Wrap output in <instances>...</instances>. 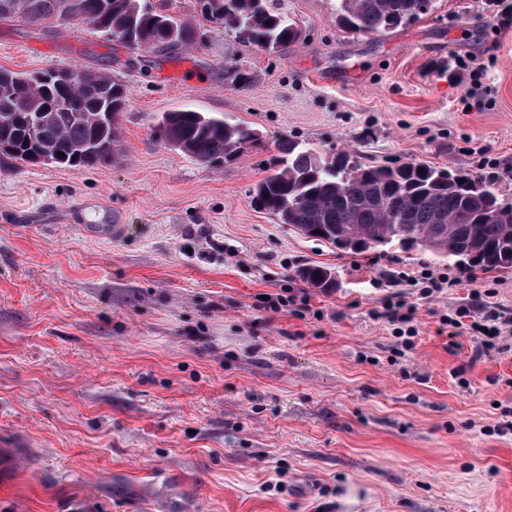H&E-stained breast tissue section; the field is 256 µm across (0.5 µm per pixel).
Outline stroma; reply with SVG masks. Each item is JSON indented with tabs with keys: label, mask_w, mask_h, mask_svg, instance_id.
I'll return each instance as SVG.
<instances>
[{
	"label": "stroma",
	"mask_w": 512,
	"mask_h": 512,
	"mask_svg": "<svg viewBox=\"0 0 512 512\" xmlns=\"http://www.w3.org/2000/svg\"><path fill=\"white\" fill-rule=\"evenodd\" d=\"M275 2L302 30L282 55L214 29L132 54L83 24L0 23V68L101 69L129 89L114 160L0 161V446L18 457L0 512H512V334L487 352L439 330L476 291L512 319V271L397 242L355 254L252 200L291 139L512 201V0H436L383 35L341 28L340 0ZM184 108L256 137L200 165L159 135ZM107 210L122 237L90 233ZM314 264L334 288L300 278ZM425 269L451 287L422 295L408 279ZM291 289L308 306L266 309ZM394 294L412 340L373 316Z\"/></svg>",
	"instance_id": "stroma-1"
}]
</instances>
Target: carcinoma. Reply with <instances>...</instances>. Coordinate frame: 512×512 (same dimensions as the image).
<instances>
[{"label": "carcinoma", "instance_id": "carcinoma-1", "mask_svg": "<svg viewBox=\"0 0 512 512\" xmlns=\"http://www.w3.org/2000/svg\"><path fill=\"white\" fill-rule=\"evenodd\" d=\"M201 17L241 42L283 54L301 29L270 0H196ZM434 0H341L338 21L356 33H383L428 15ZM22 20L36 28L90 24L128 50L167 49L200 40L201 28L168 13L165 0H0V22ZM82 83H41L37 75L0 69V157L37 163L27 129L31 109L48 112L41 144L63 153L58 165L79 169L112 160L119 144L128 89L101 71L78 70ZM161 139L207 167L232 158L255 137L253 130L221 114L179 109L164 114ZM272 173L253 189V200L281 223L300 226L308 238L335 243L336 232L355 227L368 240H399L401 227L444 239L455 264L485 273L512 270V209L494 189L449 170L407 163L398 167L328 162L298 142L280 145ZM424 169L418 173V169ZM465 182H459V179ZM447 220L437 223L438 217ZM301 277L316 288L335 278L324 266Z\"/></svg>", "mask_w": 512, "mask_h": 512}]
</instances>
